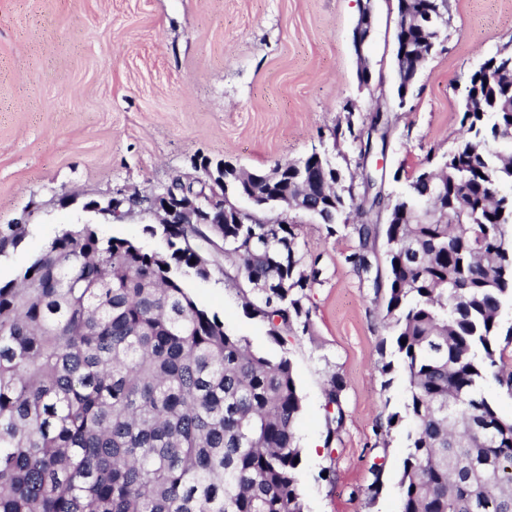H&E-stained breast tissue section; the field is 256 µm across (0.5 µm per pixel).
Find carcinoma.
<instances>
[{
  "instance_id": "obj_1",
  "label": "carcinoma",
  "mask_w": 512,
  "mask_h": 512,
  "mask_svg": "<svg viewBox=\"0 0 512 512\" xmlns=\"http://www.w3.org/2000/svg\"><path fill=\"white\" fill-rule=\"evenodd\" d=\"M399 61L407 83L445 22L446 0L430 13L397 0ZM465 96L467 136L436 170L415 175L408 195L390 198L369 174L348 257L382 301L406 374L405 413L414 422L400 479L399 512H512V420L485 396L494 378L512 391L497 342L512 343L500 310L512 297V155L491 141L512 128V51L489 58ZM388 115L370 117L385 139ZM271 181L242 172L231 191L255 207L224 208V261L246 310L284 344L307 331L303 291L318 281L295 225L268 222L286 198L317 206L322 223L344 211L339 173L325 155L278 164ZM433 191L431 223L417 201ZM386 214L381 226L371 214ZM470 224L467 234L456 232ZM168 251L145 252L90 227L66 228L9 282L0 284V512H304L296 473L302 410L291 360L268 358L198 307L182 275L208 269L180 224L162 225ZM24 224L0 225V255ZM384 239L386 275L376 246ZM343 380L325 389V446L345 420Z\"/></svg>"
}]
</instances>
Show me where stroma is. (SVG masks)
Listing matches in <instances>:
<instances>
[{
  "label": "stroma",
  "instance_id": "obj_1",
  "mask_svg": "<svg viewBox=\"0 0 512 512\" xmlns=\"http://www.w3.org/2000/svg\"><path fill=\"white\" fill-rule=\"evenodd\" d=\"M366 3L373 28L363 85L353 30ZM445 18L401 107L396 0H0V224L27 225L18 248L0 256V283L67 225L166 251L153 215L111 221L87 205L195 180L198 156L263 171L319 150L354 174V197L365 172L383 177L391 197L404 195L411 176L462 141L471 75L512 50V0H448ZM378 107L390 115L386 146L364 157L359 141L335 131H366ZM292 220L301 251L323 270L305 291L306 334L276 343L223 266L205 280L184 276V286L254 351L291 360L302 398L296 477L304 512H398L413 423L380 428L403 410L407 382L384 311L348 261L358 247L355 211L346 209L334 233L304 214ZM336 374L346 384V418L329 445L324 389ZM375 462L383 487L372 499Z\"/></svg>",
  "mask_w": 512,
  "mask_h": 512
}]
</instances>
